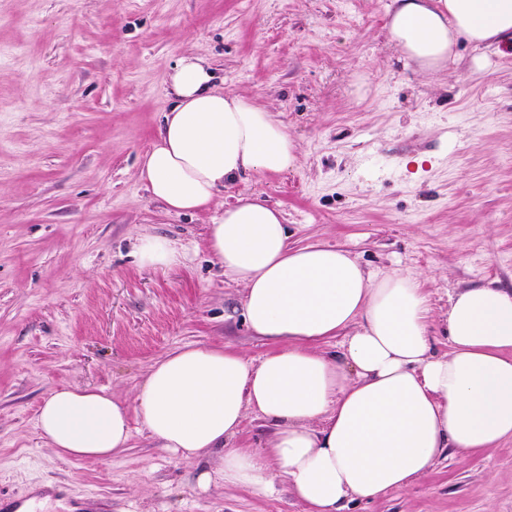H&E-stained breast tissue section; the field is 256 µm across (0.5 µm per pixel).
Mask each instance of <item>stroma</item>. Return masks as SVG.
Masks as SVG:
<instances>
[{
	"label": "stroma",
	"instance_id": "obj_1",
	"mask_svg": "<svg viewBox=\"0 0 512 512\" xmlns=\"http://www.w3.org/2000/svg\"><path fill=\"white\" fill-rule=\"evenodd\" d=\"M390 0H0V500L78 512H307L288 491L201 490L220 468L160 448L140 422L105 462L60 456L37 434L49 392L132 401L150 366L187 346L257 360L242 288L206 247L221 207L278 209L290 243L349 251L418 276L433 349L465 288H512V46L459 40L443 70L408 63ZM273 112L298 146L282 173L239 177L218 207L176 213L138 176L182 56ZM143 235L174 240L139 266ZM351 512H512V442L449 451L408 489ZM136 254L140 265L145 267L165 269L180 262V253L171 240L158 235L141 237Z\"/></svg>",
	"mask_w": 512,
	"mask_h": 512
}]
</instances>
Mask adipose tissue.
<instances>
[{"mask_svg": "<svg viewBox=\"0 0 512 512\" xmlns=\"http://www.w3.org/2000/svg\"><path fill=\"white\" fill-rule=\"evenodd\" d=\"M388 34L406 60L437 70L458 38L511 45L512 0H392ZM169 92L140 170L168 210L208 209L242 174L295 165L297 145L272 112L224 92L206 59H178ZM208 247L243 285L244 320L272 350L253 363L229 349L179 348L151 366L131 407L102 389H53L37 414L49 447L107 460L127 448L136 417L172 454L223 450L222 468L198 474L201 489L266 496L284 486L308 512H348L407 489L448 449L480 454L512 440V289L475 285L453 297L451 347L440 355L419 278L376 275L342 249L289 248L274 207L238 198L210 225ZM341 333V352L318 351ZM250 410L272 428L267 448L236 444Z\"/></svg>", "mask_w": 512, "mask_h": 512, "instance_id": "1", "label": "adipose tissue"}]
</instances>
